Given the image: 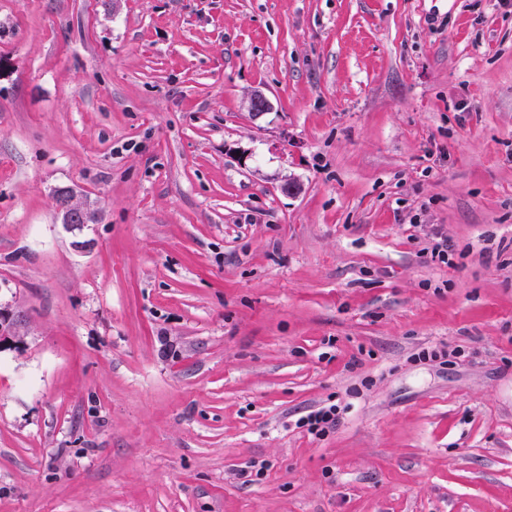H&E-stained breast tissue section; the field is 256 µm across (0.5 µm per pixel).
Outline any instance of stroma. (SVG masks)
Returning <instances> with one entry per match:
<instances>
[{
	"mask_svg": "<svg viewBox=\"0 0 512 512\" xmlns=\"http://www.w3.org/2000/svg\"><path fill=\"white\" fill-rule=\"evenodd\" d=\"M0 310V512H512V0H0ZM55 204L61 224L80 226L96 221V210L88 202L81 201L76 192L69 187L56 190ZM340 408L336 405H331L328 408H322L312 412L306 418L297 421L298 427H307L311 434L316 436H323L329 429L336 427L339 421Z\"/></svg>",
	"mask_w": 512,
	"mask_h": 512,
	"instance_id": "35a3bbf8",
	"label": "stroma"
}]
</instances>
